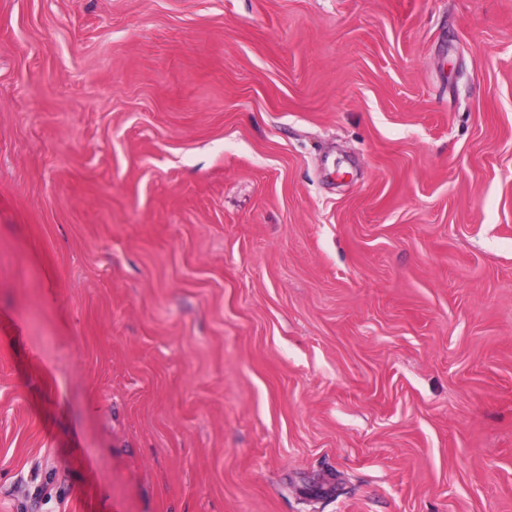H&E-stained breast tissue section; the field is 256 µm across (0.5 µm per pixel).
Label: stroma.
Wrapping results in <instances>:
<instances>
[{"label": "stroma", "instance_id": "stroma-1", "mask_svg": "<svg viewBox=\"0 0 512 512\" xmlns=\"http://www.w3.org/2000/svg\"><path fill=\"white\" fill-rule=\"evenodd\" d=\"M0 512H512V0H0Z\"/></svg>", "mask_w": 512, "mask_h": 512}]
</instances>
